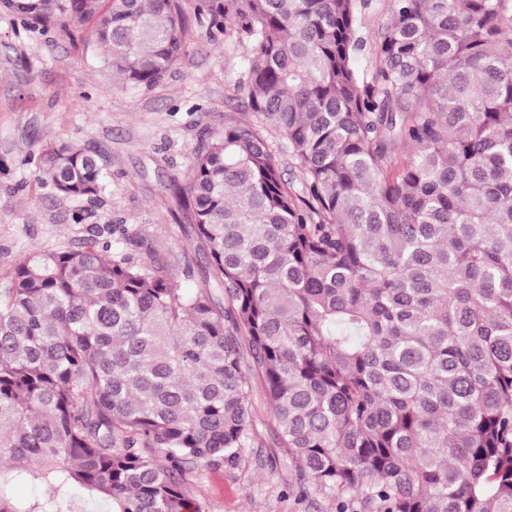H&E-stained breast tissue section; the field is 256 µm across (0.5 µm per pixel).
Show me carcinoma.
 I'll list each match as a JSON object with an SVG mask.
<instances>
[{"instance_id":"1","label":"carcinoma","mask_w":512,"mask_h":512,"mask_svg":"<svg viewBox=\"0 0 512 512\" xmlns=\"http://www.w3.org/2000/svg\"><path fill=\"white\" fill-rule=\"evenodd\" d=\"M0 9L93 21L115 87L187 56L180 0ZM197 10L245 49L258 120L210 132L175 184L202 286L94 238L0 277V512H84L75 489L111 512H188L178 475L250 447L257 380L299 495L512 512V0H391L370 74L356 0ZM35 170L92 199L105 158L63 144ZM20 477L48 496L10 502Z\"/></svg>"}]
</instances>
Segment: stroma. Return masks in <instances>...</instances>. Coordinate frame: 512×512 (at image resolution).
Listing matches in <instances>:
<instances>
[{
    "label": "stroma",
    "mask_w": 512,
    "mask_h": 512,
    "mask_svg": "<svg viewBox=\"0 0 512 512\" xmlns=\"http://www.w3.org/2000/svg\"><path fill=\"white\" fill-rule=\"evenodd\" d=\"M180 4L188 56L149 89L113 87L100 49L84 33L62 25L32 30L0 12V275L33 250L75 248L95 235L111 255L166 261L186 293L200 288L185 265L204 257L179 228L185 212L173 180L190 166L205 131L253 116L237 89L247 68L243 48L231 38L210 40L196 18L197 0ZM389 5L361 0V70L373 66L369 45ZM64 143L105 154L108 177L97 198L54 195L26 164L28 155L45 158ZM251 413L255 444L235 465L185 466L181 483L196 512H336L324 496L289 495L294 470L275 446L262 390Z\"/></svg>",
    "instance_id": "obj_1"
}]
</instances>
